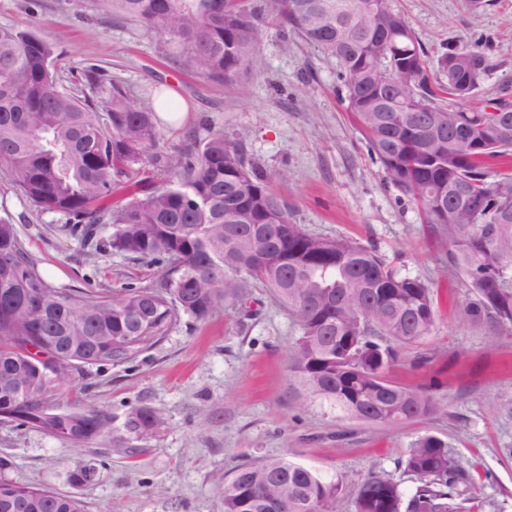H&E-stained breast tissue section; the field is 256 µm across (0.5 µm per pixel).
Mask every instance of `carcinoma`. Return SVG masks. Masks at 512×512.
<instances>
[{
	"label": "carcinoma",
	"mask_w": 512,
	"mask_h": 512,
	"mask_svg": "<svg viewBox=\"0 0 512 512\" xmlns=\"http://www.w3.org/2000/svg\"><path fill=\"white\" fill-rule=\"evenodd\" d=\"M361 0H90L98 15L120 18L166 39L180 67L231 84L250 70L261 26L294 32L339 64L347 109L365 132L389 181L422 208L444 269L465 277L470 313L512 325V176L492 177L489 159L512 155V103L487 112L464 103L490 69L482 49L448 46L433 84L430 61L391 0L360 15ZM56 47L34 30L0 28V174L37 210L57 214L72 235L113 224L109 247L161 267L155 283L61 292L40 273L15 224L0 217V415L80 445L108 433L105 412L80 400L59 404L26 344H46L59 375L86 365L135 359L160 343L183 316L201 321L226 301L244 302L261 281L293 317L294 382L339 414L397 425L439 411L426 391L387 377L395 346L431 335L436 310L428 285L402 276L376 252L348 239L308 233L246 157L243 139L215 131L171 151L160 144L157 112L134 103L95 69L85 83L107 94L106 121L92 102L56 75ZM384 75H412L405 91ZM457 131L487 146L475 152ZM168 175L157 184L148 173ZM134 189L112 201L115 186ZM157 417L134 409L127 427L152 434ZM400 484L378 474L357 488L355 512H460L466 469L434 435L416 439ZM224 512H337L341 486L285 458L244 463L217 486ZM0 512H82L78 500L0 477Z\"/></svg>",
	"instance_id": "1"
}]
</instances>
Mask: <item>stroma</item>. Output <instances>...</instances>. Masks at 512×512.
<instances>
[{"label":"stroma","mask_w":512,"mask_h":512,"mask_svg":"<svg viewBox=\"0 0 512 512\" xmlns=\"http://www.w3.org/2000/svg\"><path fill=\"white\" fill-rule=\"evenodd\" d=\"M424 46L433 80L448 46L483 44L491 69L473 102L512 87V0L475 13L463 0H393ZM0 27H31L53 43L65 85L98 67L142 106L174 91L180 123L161 124L168 149L199 126L243 135L252 163L272 175V190L296 223L314 235L348 238L375 250L400 274L431 289L437 324L430 336L397 349L391 381L431 388L440 411L396 427L353 418L298 392L289 354L298 330L268 288L252 284L247 303H225L203 321L182 318L136 359L67 373L61 389L112 417L108 434L75 446L39 431L0 423V456L13 482L76 497L82 512H224L217 485L246 461L285 458L342 485L339 512H354L358 485L381 474L411 491L398 460L411 443L435 435L469 471L473 512H512V326L467 311L475 295L465 278L446 276L416 204L389 182L347 110L334 58L297 34L264 31L256 63L230 85L184 72L165 39L119 19L103 20L87 0H0ZM10 216L31 257L59 290L151 285L152 267L70 237L58 215L39 212L0 177V216ZM153 410L150 437L127 430V414ZM95 470L74 485L71 472Z\"/></svg>","instance_id":"stroma-1"}]
</instances>
